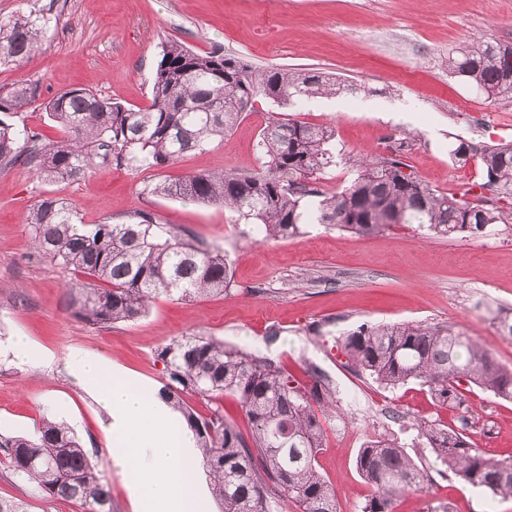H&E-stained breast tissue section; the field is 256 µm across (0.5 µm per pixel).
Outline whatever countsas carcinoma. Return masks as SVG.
Here are the masks:
<instances>
[{
	"instance_id": "carcinoma-1",
	"label": "carcinoma",
	"mask_w": 512,
	"mask_h": 512,
	"mask_svg": "<svg viewBox=\"0 0 512 512\" xmlns=\"http://www.w3.org/2000/svg\"><path fill=\"white\" fill-rule=\"evenodd\" d=\"M46 28L45 15L35 10L0 21V66L28 64L41 49ZM511 49L496 40L464 45L448 54V71L487 100L512 98L506 56ZM345 88L321 72L256 68L219 51L195 52L167 41L153 73L149 108L126 106L85 88L45 102L48 118L63 132L59 140L20 130L11 121L38 100L37 82L1 87L0 165L20 164L44 182L76 181L100 164L122 167L135 161L146 169L163 168L223 139L260 96L287 108ZM333 137L328 127L273 116L256 143L262 172L198 173L145 190L224 206L257 225L264 239L293 238L306 224L358 234L421 224L437 235L477 236L490 224L512 220V213L469 201L470 189L438 193L417 177L407 179L399 157L360 159L351 183L326 193L316 183L335 164L328 148ZM474 157L483 172L479 188L512 196V143L462 140L452 151L458 163ZM26 224L34 254L77 276L68 285L70 304L91 324L133 320L161 296L191 300L224 293L233 282L219 248L200 247L156 223L147 211H135L118 224H87L68 202L46 196L28 212ZM342 346L355 370L393 389L418 382L447 407L470 412L460 390L464 382L512 400V367L451 326L362 325ZM158 357L168 375L164 392L195 434L224 512H269L279 494L298 512H336L335 493L317 468L324 441L320 416L333 409L329 386L296 385L271 360L213 338H182ZM218 393L238 398L252 424L251 439L220 409L201 417L182 398ZM467 427L465 418L458 431L425 419L415 424L441 465L494 498H512V459H495L474 447L464 435ZM0 448L13 471L44 496L72 502L81 512H112L108 484L63 424L45 420L34 438L1 436ZM356 467L373 488L361 512H393L401 494L427 487L424 467L391 439L367 442Z\"/></svg>"
}]
</instances>
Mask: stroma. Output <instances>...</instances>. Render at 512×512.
<instances>
[{
  "mask_svg": "<svg viewBox=\"0 0 512 512\" xmlns=\"http://www.w3.org/2000/svg\"><path fill=\"white\" fill-rule=\"evenodd\" d=\"M30 7L51 17L42 48L25 68L0 67V86L30 79L45 100L86 88L147 108L158 52L169 40L199 52L218 48L261 68L320 71L347 89L282 110L257 99L211 150L161 171L132 162L44 183L22 166H0V435H35L45 419L64 424L108 482L112 512H137L135 475L111 458L109 411L71 373L66 356L96 355L160 387L168 381L158 357L163 347L213 337L273 359L304 385H330L338 411L323 421L318 468L337 512H360L371 495L356 456L384 436L404 444L431 478L428 492L404 494L394 512H512L511 499L492 498L448 471L411 428L421 418L457 427V410L438 405L417 383L384 387L357 373L340 350L361 324L412 322L462 329L512 366V337L494 320L496 310H512V220L453 238L414 224L370 235L309 224L297 237L265 242L223 206L144 191L221 168L259 171L255 144L275 111L334 129L336 163L319 182L325 191L350 183L353 159L388 153L403 139L410 143L403 161L431 188L461 193L480 184L479 162L456 163L450 152L462 139L512 140V99L486 100L450 75L448 53L482 39L512 45V0H0V18ZM407 101L413 112L396 115L395 105ZM45 196L64 199L89 224L151 212L157 223L223 250L233 283L194 301L158 298L131 321L88 324L70 306V274L33 253L24 218ZM17 336L32 343L29 358L13 349ZM466 397L475 447L512 458V401L477 388ZM0 499L24 501L28 512H80L38 493L3 463Z\"/></svg>",
  "mask_w": 512,
  "mask_h": 512,
  "instance_id": "35a3bbf8",
  "label": "stroma"
}]
</instances>
